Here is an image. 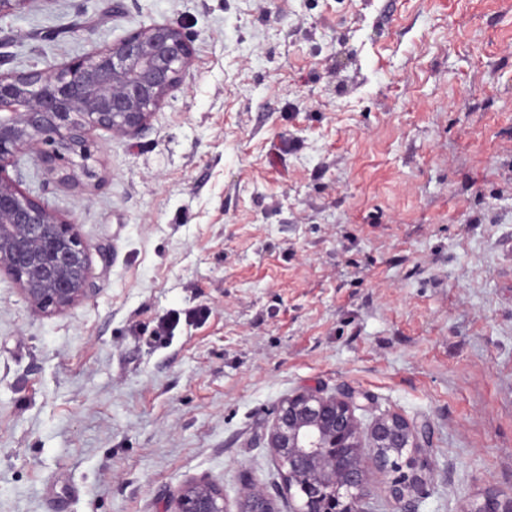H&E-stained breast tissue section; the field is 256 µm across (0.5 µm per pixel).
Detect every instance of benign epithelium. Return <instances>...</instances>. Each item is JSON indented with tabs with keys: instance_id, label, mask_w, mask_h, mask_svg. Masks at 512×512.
<instances>
[{
	"instance_id": "benign-epithelium-1",
	"label": "benign epithelium",
	"mask_w": 512,
	"mask_h": 512,
	"mask_svg": "<svg viewBox=\"0 0 512 512\" xmlns=\"http://www.w3.org/2000/svg\"><path fill=\"white\" fill-rule=\"evenodd\" d=\"M51 0H0V17ZM190 38L168 24L139 27L117 43L49 69L0 72V272L43 313L65 310L94 292L87 248L77 224L20 188L28 156L48 171L85 145L92 131L134 135L183 81ZM52 142L53 152L40 149ZM12 167L15 177L4 175ZM351 391H303L278 405L269 431L286 488L302 499L292 512H365L373 491L364 460L383 471L404 458L413 468L388 489L400 512H418L431 477L427 429L388 412L363 429ZM172 512H224V489L195 481L172 494ZM238 512H277L267 491L245 486Z\"/></svg>"
}]
</instances>
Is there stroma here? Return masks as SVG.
Masks as SVG:
<instances>
[{"label":"stroma","instance_id":"1","mask_svg":"<svg viewBox=\"0 0 512 512\" xmlns=\"http://www.w3.org/2000/svg\"><path fill=\"white\" fill-rule=\"evenodd\" d=\"M151 24L194 54L149 125L65 184L20 162L95 292L43 314L0 273V512L203 479L289 512L268 433L315 390L427 426L419 512L512 493V0H49L0 17V71Z\"/></svg>","mask_w":512,"mask_h":512}]
</instances>
